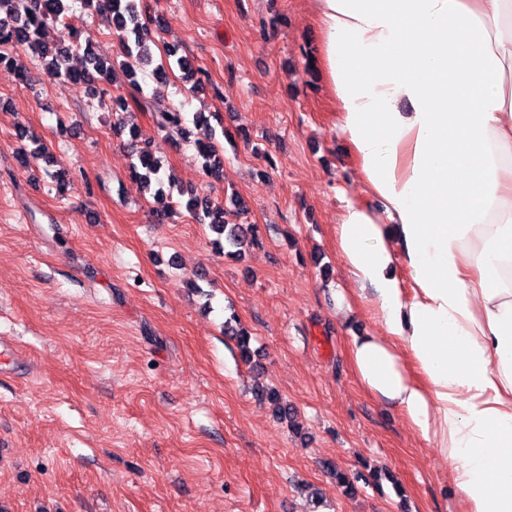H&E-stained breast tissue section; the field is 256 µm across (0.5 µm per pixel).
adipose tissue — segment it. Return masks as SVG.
Returning a JSON list of instances; mask_svg holds the SVG:
<instances>
[{
    "label": "adipose tissue",
    "mask_w": 512,
    "mask_h": 512,
    "mask_svg": "<svg viewBox=\"0 0 512 512\" xmlns=\"http://www.w3.org/2000/svg\"><path fill=\"white\" fill-rule=\"evenodd\" d=\"M313 3L337 125L380 204L337 226L383 330L353 337L352 366L469 512H512V0Z\"/></svg>",
    "instance_id": "1"
}]
</instances>
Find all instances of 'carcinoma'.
<instances>
[{"label": "carcinoma", "mask_w": 512, "mask_h": 512, "mask_svg": "<svg viewBox=\"0 0 512 512\" xmlns=\"http://www.w3.org/2000/svg\"><path fill=\"white\" fill-rule=\"evenodd\" d=\"M88 6L105 17L109 25L120 33L127 62L124 69L129 76L136 74L134 64L151 62L147 45L149 29L141 22L135 6L136 0H83ZM69 11L68 0H0V59L4 57L10 40L16 38L28 42L34 54L44 61L45 69L52 76H66L75 83L89 84L95 80L109 82L113 74L112 63L84 48L86 67L76 73L69 67L71 50L48 46L41 38V31L49 22L62 21ZM179 69L185 81L197 86L188 59L178 55V47L171 46L166 51L165 59L155 68V75L161 79L167 71ZM158 127L174 131L183 142L194 143L204 159L203 167L208 172L216 168V146L212 141L204 142L197 137V131L208 125L204 113L198 112L193 119H188L178 109H171L157 114ZM162 163L152 149L151 142L137 151V163L132 166V174L141 179L145 185L152 182L162 183L160 176ZM186 210L199 224H206L212 231L224 236V246L240 254L246 247L258 242V229L255 224H230L224 220V209L220 207H203L197 196L193 195L185 204ZM224 333L233 337L241 361L252 362L255 352L250 348V333L244 328L224 325Z\"/></svg>", "instance_id": "1"}]
</instances>
